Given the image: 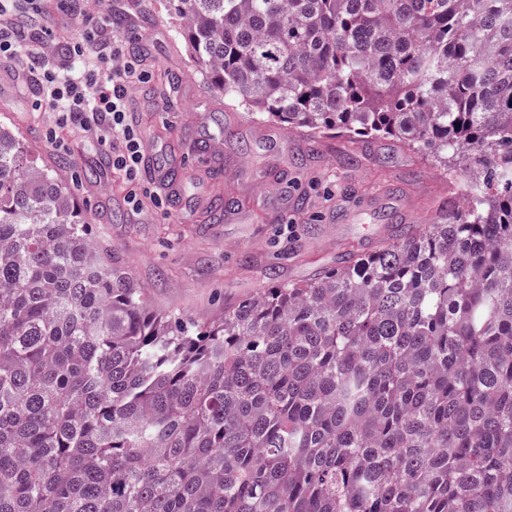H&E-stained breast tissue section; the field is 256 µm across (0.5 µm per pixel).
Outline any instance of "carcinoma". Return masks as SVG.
<instances>
[{
	"label": "carcinoma",
	"instance_id": "obj_1",
	"mask_svg": "<svg viewBox=\"0 0 512 512\" xmlns=\"http://www.w3.org/2000/svg\"><path fill=\"white\" fill-rule=\"evenodd\" d=\"M168 5L224 98L468 202L197 321L0 126V512H512V0Z\"/></svg>",
	"mask_w": 512,
	"mask_h": 512
}]
</instances>
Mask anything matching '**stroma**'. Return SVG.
<instances>
[{
    "label": "stroma",
    "mask_w": 512,
    "mask_h": 512,
    "mask_svg": "<svg viewBox=\"0 0 512 512\" xmlns=\"http://www.w3.org/2000/svg\"><path fill=\"white\" fill-rule=\"evenodd\" d=\"M123 8L116 24L150 73L130 89L129 109L155 171L133 183L114 173L92 134L56 127L53 112L29 105L35 86L25 98L0 87V124L40 166L66 181L82 175L74 194L86 221L152 309L211 319L272 282H305L346 253L374 251L396 225L430 224L447 211L456 186L424 152L341 134L314 143L231 106L191 62L167 0H125ZM96 13L46 14L60 67L71 65L67 48ZM203 142L222 143V156L200 151ZM172 166L182 180L170 187L158 174ZM219 195L237 206L216 219Z\"/></svg>",
    "instance_id": "stroma-1"
}]
</instances>
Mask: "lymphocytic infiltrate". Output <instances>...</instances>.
<instances>
[{"instance_id": "obj_1", "label": "lymphocytic infiltrate", "mask_w": 512, "mask_h": 512, "mask_svg": "<svg viewBox=\"0 0 512 512\" xmlns=\"http://www.w3.org/2000/svg\"><path fill=\"white\" fill-rule=\"evenodd\" d=\"M44 16V0H0V61L17 57L23 47L18 32V13ZM111 9H104L88 33L87 45H74V67L57 70L48 54L38 61L37 80L41 99L56 112L59 123L73 122L94 135L99 146L110 147L113 140L124 143L122 152L112 155L113 170L135 180L143 159L141 143L129 122V89L147 78L139 63L131 58L123 38L112 31Z\"/></svg>"}]
</instances>
